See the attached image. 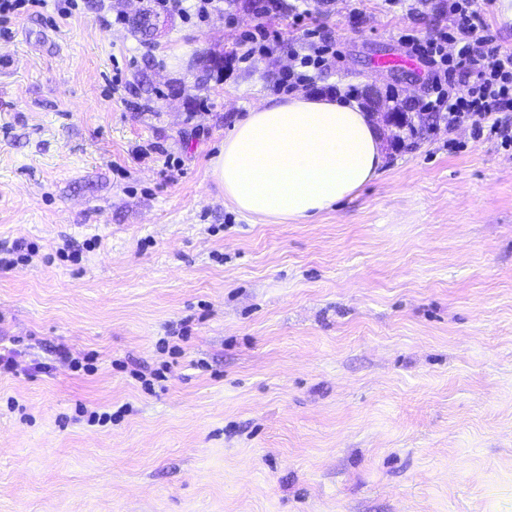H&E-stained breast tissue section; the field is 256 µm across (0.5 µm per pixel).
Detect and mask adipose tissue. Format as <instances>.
Here are the masks:
<instances>
[{
	"instance_id": "adipose-tissue-1",
	"label": "adipose tissue",
	"mask_w": 512,
	"mask_h": 512,
	"mask_svg": "<svg viewBox=\"0 0 512 512\" xmlns=\"http://www.w3.org/2000/svg\"><path fill=\"white\" fill-rule=\"evenodd\" d=\"M383 164L380 132L358 104L300 94L253 109L211 160L238 210L302 222L371 182Z\"/></svg>"
}]
</instances>
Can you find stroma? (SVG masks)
I'll use <instances>...</instances> for the list:
<instances>
[{
    "instance_id": "obj_1",
    "label": "stroma",
    "mask_w": 512,
    "mask_h": 512,
    "mask_svg": "<svg viewBox=\"0 0 512 512\" xmlns=\"http://www.w3.org/2000/svg\"><path fill=\"white\" fill-rule=\"evenodd\" d=\"M57 3L0 24V246L30 247L0 267V512H512V149L385 126L314 222L249 216L210 161L290 58H242L246 0L150 43ZM303 5L315 86L372 117L430 91L398 33L444 0Z\"/></svg>"
}]
</instances>
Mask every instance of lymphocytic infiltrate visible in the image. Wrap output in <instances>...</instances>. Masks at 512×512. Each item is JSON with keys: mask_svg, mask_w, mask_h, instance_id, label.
Here are the masks:
<instances>
[{"mask_svg": "<svg viewBox=\"0 0 512 512\" xmlns=\"http://www.w3.org/2000/svg\"><path fill=\"white\" fill-rule=\"evenodd\" d=\"M445 8L454 20L451 31L399 33L432 69L433 94L420 109L451 128L470 124L475 135L512 149V52L493 45L479 0H447ZM287 49L292 64L281 79L285 89L311 84L313 72L329 64L327 45L305 40Z\"/></svg>", "mask_w": 512, "mask_h": 512, "instance_id": "obj_1", "label": "lymphocytic infiltrate"}]
</instances>
